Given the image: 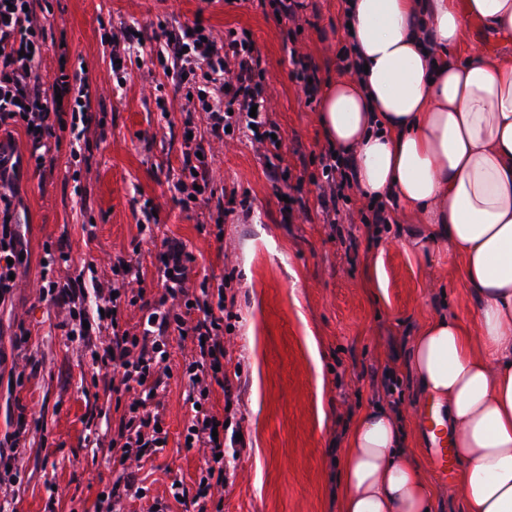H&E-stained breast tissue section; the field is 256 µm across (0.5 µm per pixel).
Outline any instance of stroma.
I'll return each instance as SVG.
<instances>
[{
	"instance_id": "obj_1",
	"label": "stroma",
	"mask_w": 512,
	"mask_h": 512,
	"mask_svg": "<svg viewBox=\"0 0 512 512\" xmlns=\"http://www.w3.org/2000/svg\"><path fill=\"white\" fill-rule=\"evenodd\" d=\"M342 12L343 0H305L299 12L296 47L317 64L325 84L338 76L337 56L348 45ZM162 15L180 22L202 17L219 37L231 28L250 32L266 70L287 180L272 181L255 147L234 139L213 146L214 196L191 211L173 200L166 175L177 172L185 149L180 103L157 108L150 96L155 74L146 65H129L124 83H114L110 49L101 41L106 21L142 28L145 38H154L150 23ZM46 29L43 76L58 73V44L66 42L96 89L105 137L93 142L79 181L71 179V145L64 136L53 165L42 174L24 170L18 185L28 257L9 300L0 305V439L18 407H25L30 424L14 512H44L52 495L59 512H95L118 461L95 447L87 414L101 411L103 430L126 404L124 393L95 385L89 351L66 336V309L40 297L46 244L67 245L69 260L55 266L62 281L93 260L98 282H106L113 256H131L152 297L162 288L154 244L165 238L184 242L195 255L190 286L234 274L227 290L232 331L224 343L241 372L233 381L232 404H225L218 388L208 404L241 428L245 446L231 460L226 484L213 488V499L222 512H338L344 438L360 413L377 404L418 414L431 408L406 368L413 336L438 312L475 322L468 291L448 276L453 264L447 249H436L429 270L404 251L405 222L369 238L361 222L366 203L356 193L342 206L339 223H324L319 195L326 179L319 157L328 146L317 105L307 104L291 73L287 27L277 21L272 0H52ZM78 185L86 189V201L75 196ZM298 192L309 218L285 214L287 198ZM232 195L248 197L249 211L217 223ZM146 206L157 216L143 232ZM89 219L95 223L90 234L82 228ZM377 262L385 274L381 293L370 284ZM193 350L189 339L169 341V377L159 406L167 446L140 471L146 500L124 501L123 512H144L147 499L155 497L171 512H184L170 485L179 479L187 491L195 489L205 451L182 446L189 418L182 367ZM404 446L435 492L439 512H464L457 478L439 474L433 442L421 426H406Z\"/></svg>"
}]
</instances>
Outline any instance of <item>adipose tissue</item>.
Returning <instances> with one entry per match:
<instances>
[{
    "instance_id": "1",
    "label": "adipose tissue",
    "mask_w": 512,
    "mask_h": 512,
    "mask_svg": "<svg viewBox=\"0 0 512 512\" xmlns=\"http://www.w3.org/2000/svg\"><path fill=\"white\" fill-rule=\"evenodd\" d=\"M351 51L368 72L327 84L318 122L371 201L414 224L407 251L444 244L475 304L413 337L406 365L436 402L462 462L465 512H512V54L455 59L471 23L512 43V0H347ZM390 407L365 410L345 441L339 512H436Z\"/></svg>"
}]
</instances>
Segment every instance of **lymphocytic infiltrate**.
Here are the masks:
<instances>
[{
    "mask_svg": "<svg viewBox=\"0 0 512 512\" xmlns=\"http://www.w3.org/2000/svg\"><path fill=\"white\" fill-rule=\"evenodd\" d=\"M41 0H0V129L26 128L31 145L28 159L16 156L11 144L0 141V302L11 294L17 273V260L24 253V241L13 216V203L6 195L21 175L23 165L42 170L52 152V142L60 132L72 138L71 155L77 162L87 160L89 134L102 128L97 120L99 103L87 78L59 72L51 84H44L37 63L45 43V25L37 14ZM160 32L154 44H146L138 31H109L103 40L114 62L112 74L123 80L125 62L133 58L150 63L165 72L164 82L155 86V103L165 108L168 95L178 96L184 113L183 128L188 139L178 172L168 181L173 199L182 208L191 202H204L213 189L208 155L209 143L246 137L263 150L270 174L277 179L281 147L269 131L271 100L265 89L262 59L246 33L228 31L216 37L202 18L177 23L157 20ZM205 116L207 139L194 138L197 116ZM327 188L322 196V211L328 223L338 221L340 205L349 201L354 185L349 165L342 157L325 152L320 156ZM158 254L162 291L156 298L144 295L138 267L124 256L112 262V281L96 285L98 306L104 312L137 306L145 310L143 329L133 333L113 325L108 345H95L87 319L85 281L55 280L52 267H44L40 294L63 306L69 315L70 338L83 342L91 351V361L105 388L123 385L132 398L116 421L111 448L121 452L127 463L112 476L110 492L98 500L97 512H119L127 496L144 498L132 462L161 452L167 445V433L158 411L155 395L165 388L167 346L174 336L191 338L196 344L194 356L183 366L188 384L186 401L192 411L185 428V449H206L200 469L202 478L194 495L184 486H172V495L183 496L190 512H209L212 483L227 477L222 460L227 452H239L240 441L229 434L223 419L213 414L205 403L213 388H221L225 401H232L234 389L223 363L224 317L228 300L223 286L201 281L188 287L189 266L195 257L186 244L176 239L163 241ZM27 430L25 416H17L13 430L0 448V512L9 500L7 494L20 485L22 475L17 465V451Z\"/></svg>",
    "mask_w": 512,
    "mask_h": 512,
    "instance_id": "1",
    "label": "lymphocytic infiltrate"
}]
</instances>
